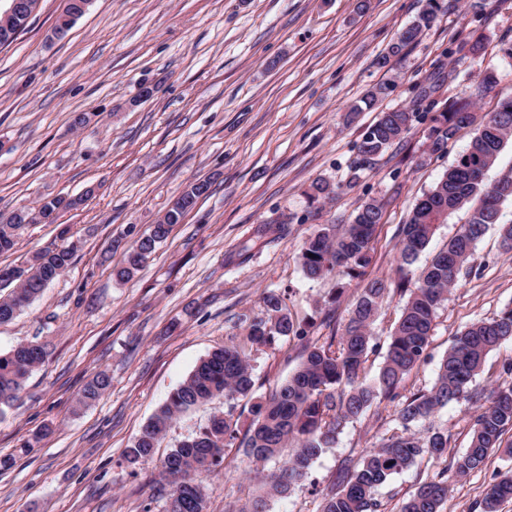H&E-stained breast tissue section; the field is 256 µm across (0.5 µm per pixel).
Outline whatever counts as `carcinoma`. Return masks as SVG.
Wrapping results in <instances>:
<instances>
[{"label": "carcinoma", "mask_w": 512, "mask_h": 512, "mask_svg": "<svg viewBox=\"0 0 512 512\" xmlns=\"http://www.w3.org/2000/svg\"><path fill=\"white\" fill-rule=\"evenodd\" d=\"M439 0H425L417 18L402 29L377 64L392 67L414 45L422 32L435 22ZM30 15L19 16L9 32L0 34V47L9 45L25 30ZM498 74L492 68L479 71L478 81L467 99H456L443 110H436L432 94L437 86L421 87L406 107L381 111L356 143L357 160L351 166L349 186L359 172L371 165L391 146L402 142L414 123L430 120L425 130L428 158L440 157L457 131L474 121L473 100L491 91ZM394 86L391 80L369 88L361 102L371 107L385 98ZM485 128L461 151L442 179L415 204L409 221L398 229L400 261L395 278H373L361 288L341 329H332L320 344L309 339L312 324L295 321L285 296L275 290L263 296L259 313L245 315L241 325L251 344L272 345L282 338L303 342L302 360L295 371L263 402L254 405V419L241 430L233 414L212 415L194 435L181 441L160 461L161 474L171 485L163 512H206L201 477L224 462L229 448H240L244 455L261 463L279 456L289 444L295 452L275 471L260 478V493L241 512H268V502L281 497L305 475L314 461L336 443L344 428L373 407L400 401L397 418L401 432L382 437L358 462H345L322 495L320 512H379L378 489L393 475L419 461L438 458L448 448V431L427 425L431 417L450 403L468 401L480 404L474 417L466 452L449 461L448 468L459 477L481 470L491 452L504 449L512 456V442L503 444V435L512 430V384L491 392L481 403L482 391L473 382L483 371L487 355L504 341L512 339V307L495 317L478 320L454 337L442 358L429 389L410 395L400 392L403 380L425 362L431 343L437 308L455 286L474 257L477 241L491 224L498 223L500 205L512 201V172L490 185L485 173L494 165L505 144L512 140V98L500 101L485 122ZM211 183L189 185L173 202L163 218L141 235L126 251L123 263L113 270L119 281L132 279L165 240L172 227L182 223L199 199L207 195ZM336 187L325 179L311 184L310 198L326 200ZM387 201L371 199L361 204L344 224H326L303 244L299 260L305 275L312 279L339 278L334 296L338 303L345 291L343 280H360L372 262V242L382 223ZM470 208L467 223L435 254L417 277L410 267L430 243L437 226L448 215ZM17 222H0V253L13 249L20 232L35 223L38 210L16 209ZM76 246L47 249L20 266L3 269L0 275V324L15 319L18 312L71 265ZM409 293L401 315L389 336L387 351L377 377L363 376L364 364L376 352L378 343L372 325L379 308L392 288ZM48 355L47 345L37 342L18 344L0 353V414L18 398L31 372ZM111 377L96 373L82 389L78 405L98 401L110 388ZM252 367L245 348L230 343L202 358L184 382L169 396L156 414L141 428L124 451L129 464L153 458L171 422L189 410L215 399L224 402L253 394ZM448 480L440 473L424 481L403 500L399 512H441L448 501ZM512 500V469L497 476L483 493L481 512H498L501 503Z\"/></svg>", "instance_id": "carcinoma-1"}]
</instances>
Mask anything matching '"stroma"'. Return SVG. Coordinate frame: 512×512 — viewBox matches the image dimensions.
<instances>
[{"mask_svg":"<svg viewBox=\"0 0 512 512\" xmlns=\"http://www.w3.org/2000/svg\"><path fill=\"white\" fill-rule=\"evenodd\" d=\"M440 0L436 22L392 70L377 66L397 33L414 21L422 0H91L66 36L51 29L63 0H40L26 29L0 48V213L31 208L47 197L95 194L56 223L29 225L0 267L24 263L47 248L75 245L72 265L17 318L0 325V352L42 341L48 356L18 400L0 414V512H162L169 485L159 459L212 414L217 399L168 429L155 460L128 465L123 451L197 362L243 334L239 318L261 309L267 291L284 293L315 338L329 336L330 316L344 317L362 281L347 285L339 307L335 278L308 279L298 256L324 224L348 219L372 197L390 203L373 243L368 278L393 274L397 230L476 133L462 128L440 158L424 159L415 127L360 173L354 190L328 202L309 197L311 183H345L354 146L377 110L349 116L373 84L394 79L381 107L406 106L417 84L442 82L439 103L468 97L480 65L500 81L479 100L477 115L512 98V0ZM482 34L479 58L461 48ZM158 93L141 102L142 85ZM380 107V108H381ZM89 121L74 127L75 114ZM212 182L144 268L116 282L112 269L192 182ZM285 221L275 242L257 239L260 225ZM499 225L478 241L471 270L437 310L429 356L403 382L432 386L453 336L512 306V252L499 246ZM248 257H241L244 244ZM253 398L235 403L246 424L254 397L269 394L298 366L302 346L281 340L249 348ZM112 386L94 405L77 399L96 372ZM476 407L452 403L433 417L448 432V456L425 460L378 492L383 512H397L419 483L461 456ZM397 407L385 403L348 425L270 512H320L321 492L345 460L361 459L380 438L399 431ZM44 439L21 451L36 432ZM249 462L227 449L205 477L208 512H240L260 485ZM512 457L493 452L483 470L449 475L444 512H478L493 474Z\"/></svg>","mask_w":512,"mask_h":512,"instance_id":"1","label":"stroma"}]
</instances>
